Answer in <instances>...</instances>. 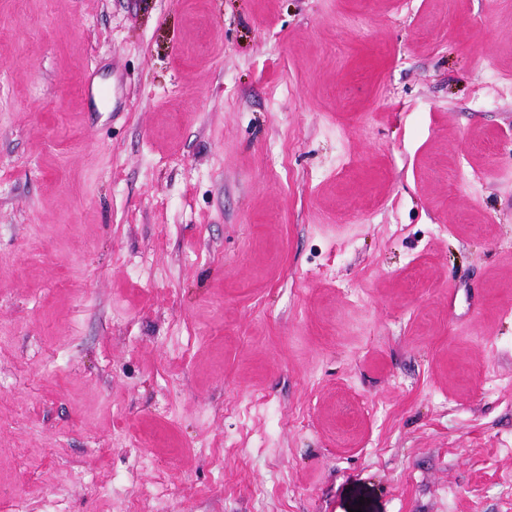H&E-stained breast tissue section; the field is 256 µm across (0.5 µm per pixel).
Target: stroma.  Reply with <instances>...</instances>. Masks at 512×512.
Wrapping results in <instances>:
<instances>
[{
  "label": "stroma",
  "mask_w": 512,
  "mask_h": 512,
  "mask_svg": "<svg viewBox=\"0 0 512 512\" xmlns=\"http://www.w3.org/2000/svg\"><path fill=\"white\" fill-rule=\"evenodd\" d=\"M0 50V512H512V0Z\"/></svg>",
  "instance_id": "1"
}]
</instances>
